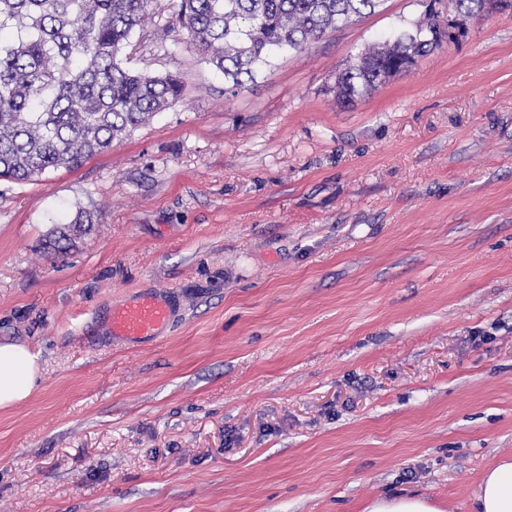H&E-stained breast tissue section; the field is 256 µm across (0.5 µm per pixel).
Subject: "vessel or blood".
Listing matches in <instances>:
<instances>
[{"mask_svg":"<svg viewBox=\"0 0 512 512\" xmlns=\"http://www.w3.org/2000/svg\"><path fill=\"white\" fill-rule=\"evenodd\" d=\"M173 312L172 302L147 293L133 300L114 302L107 326L112 337L118 340L149 339L169 325Z\"/></svg>","mask_w":512,"mask_h":512,"instance_id":"vessel-or-blood-1","label":"vessel or blood"}]
</instances>
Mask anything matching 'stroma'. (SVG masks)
Returning a JSON list of instances; mask_svg holds the SVG:
<instances>
[{
    "label": "stroma",
    "mask_w": 512,
    "mask_h": 512,
    "mask_svg": "<svg viewBox=\"0 0 512 512\" xmlns=\"http://www.w3.org/2000/svg\"><path fill=\"white\" fill-rule=\"evenodd\" d=\"M422 11L277 56L238 94L180 36L182 99L82 167L0 181V512H473L512 456V11L345 105L336 75ZM92 231L46 248L77 210ZM180 310L108 336L113 302ZM36 356L20 343H0V407L26 400L39 379ZM362 512H445L419 496L378 497L371 499Z\"/></svg>",
    "instance_id": "1"
}]
</instances>
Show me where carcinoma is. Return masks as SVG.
<instances>
[{
	"mask_svg": "<svg viewBox=\"0 0 512 512\" xmlns=\"http://www.w3.org/2000/svg\"><path fill=\"white\" fill-rule=\"evenodd\" d=\"M457 19L487 17L512 0H450ZM153 0H0V179L26 182L60 167L75 169L112 150L179 100L182 80L137 71L123 53L138 38L166 51L182 34L235 95L273 57L299 51L352 21L381 11L385 0H171V15ZM442 20L424 11L373 43L339 72L338 99L351 102L406 71L443 42ZM79 209L55 230L61 252L91 231Z\"/></svg>",
	"mask_w": 512,
	"mask_h": 512,
	"instance_id": "1",
	"label": "carcinoma"
}]
</instances>
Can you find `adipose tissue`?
<instances>
[{
    "label": "adipose tissue",
    "mask_w": 512,
    "mask_h": 512,
    "mask_svg": "<svg viewBox=\"0 0 512 512\" xmlns=\"http://www.w3.org/2000/svg\"><path fill=\"white\" fill-rule=\"evenodd\" d=\"M39 379L36 357L20 343H0V407L26 400ZM475 512H512V457L483 475L475 492Z\"/></svg>",
    "instance_id": "ef3b65f1"
}]
</instances>
